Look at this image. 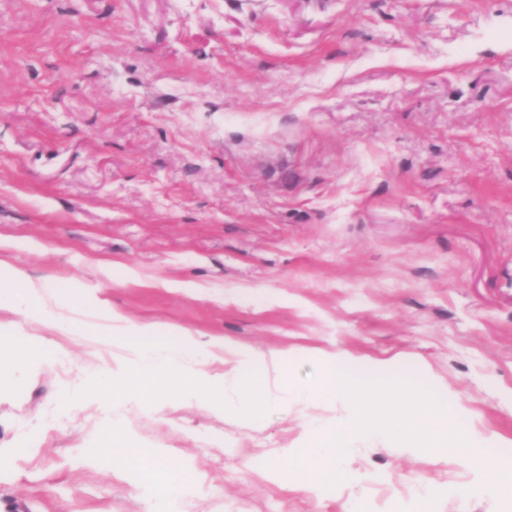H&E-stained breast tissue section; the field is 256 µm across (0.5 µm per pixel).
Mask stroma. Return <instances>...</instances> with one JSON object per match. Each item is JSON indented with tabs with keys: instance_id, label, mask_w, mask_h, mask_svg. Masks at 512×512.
Returning a JSON list of instances; mask_svg holds the SVG:
<instances>
[{
	"instance_id": "stroma-1",
	"label": "stroma",
	"mask_w": 512,
	"mask_h": 512,
	"mask_svg": "<svg viewBox=\"0 0 512 512\" xmlns=\"http://www.w3.org/2000/svg\"><path fill=\"white\" fill-rule=\"evenodd\" d=\"M0 265L278 352L298 386L336 352L397 359L512 465V0H0ZM69 316L0 310L63 350L0 386V512H148L122 464L78 459L111 402L61 403L142 340L89 347ZM122 413L135 461L182 459L175 512H421L416 481L430 512H512L431 449L359 447L330 486L272 477L339 408Z\"/></svg>"
}]
</instances>
